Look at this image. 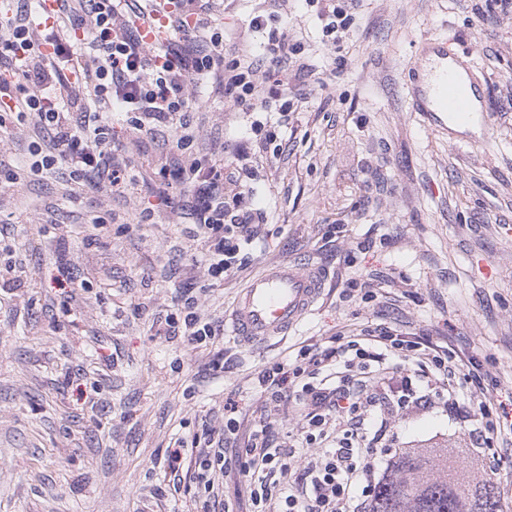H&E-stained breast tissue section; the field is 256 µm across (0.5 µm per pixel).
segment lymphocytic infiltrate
<instances>
[{
  "instance_id": "f902f5d3",
  "label": "lymphocytic infiltrate",
  "mask_w": 512,
  "mask_h": 512,
  "mask_svg": "<svg viewBox=\"0 0 512 512\" xmlns=\"http://www.w3.org/2000/svg\"><path fill=\"white\" fill-rule=\"evenodd\" d=\"M181 2L167 15L169 29L185 35L181 50L152 53L123 0H60V14L51 22L30 0H14L0 17V100H10L8 114L17 119L35 118L40 138L31 173L62 162L74 181L94 187L120 189L127 179L112 137L113 105L123 108L136 135L153 139L174 129L193 237L218 285L240 268V253L255 229L241 207L243 195H236L235 206L225 204L223 168L193 156L194 84L211 81L248 110L279 99L278 112L287 116L292 103L281 90L280 74L296 49L269 28L265 13L255 14L250 27L266 31L272 61L263 68L247 50H225L223 33L209 23L215 0ZM168 325L197 345L216 334L190 296L182 298ZM253 385L270 402L295 403L300 431L277 440L259 425L244 446L227 453L226 441L240 429L230 399L222 437L208 439L192 458L195 480L208 492L225 467H234L248 486L252 512H367L397 453L391 423L406 408L439 409L463 424L477 476L512 459V424L497 416L479 357L382 323L301 344L296 354L258 371Z\"/></svg>"
}]
</instances>
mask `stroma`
Listing matches in <instances>:
<instances>
[{"label":"stroma","mask_w":512,"mask_h":512,"mask_svg":"<svg viewBox=\"0 0 512 512\" xmlns=\"http://www.w3.org/2000/svg\"><path fill=\"white\" fill-rule=\"evenodd\" d=\"M260 0H228L212 25L225 44L259 47ZM321 0H280L271 27L298 47L284 84L294 103L265 148L214 88L192 117L200 158L234 168L224 199L249 190L256 234L243 266L212 285L194 256L188 197L162 172L164 139L115 125L130 180L119 191L75 182L66 166L26 168L37 130L0 133V512H251L236 474L213 493L172 474L177 440L243 428L297 430L292 404L266 403L252 378L295 344L373 323L486 356L499 417L512 422V12L497 0H359L325 42ZM445 42L488 89L487 133L437 134L406 83L428 43ZM25 170L19 182L9 172ZM170 186L169 204L156 196ZM152 209L149 222L141 214ZM104 217L92 227L94 217ZM309 260L326 274L313 311L255 350L223 333L239 289L265 265ZM356 288L347 297V288ZM219 333L195 347L170 332L181 296ZM403 448H463L459 424L413 411Z\"/></svg>","instance_id":"stroma-1"}]
</instances>
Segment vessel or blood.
<instances>
[{"label": "vessel or blood", "mask_w": 512, "mask_h": 512, "mask_svg": "<svg viewBox=\"0 0 512 512\" xmlns=\"http://www.w3.org/2000/svg\"><path fill=\"white\" fill-rule=\"evenodd\" d=\"M170 6L156 0L153 12H141L137 22L144 42L160 46L166 34L165 14ZM441 60L432 89H424L419 71L409 75L408 93L413 111L428 117L432 130L445 129L447 124H469L474 102L482 98L479 86H464L459 73L446 64V44L432 48ZM323 275L317 268L283 265L267 270L252 280L239 295L231 316L232 335L245 344L255 345L272 336L287 333L295 327L317 300Z\"/></svg>", "instance_id": "1"}]
</instances>
